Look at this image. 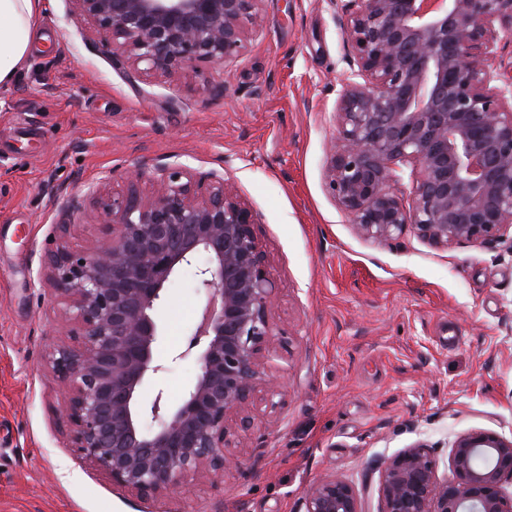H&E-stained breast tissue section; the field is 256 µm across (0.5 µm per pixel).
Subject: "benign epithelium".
Returning <instances> with one entry per match:
<instances>
[{
  "instance_id": "benign-epithelium-1",
  "label": "benign epithelium",
  "mask_w": 512,
  "mask_h": 512,
  "mask_svg": "<svg viewBox=\"0 0 512 512\" xmlns=\"http://www.w3.org/2000/svg\"><path fill=\"white\" fill-rule=\"evenodd\" d=\"M71 12L112 38V64L171 76L200 61L237 58L260 26L264 0H69ZM350 72L338 93L341 141L327 167L337 203L357 235L386 242L412 227L446 250L489 242L512 229V79L497 65L493 29L512 33V0H342ZM419 168L410 200L403 164ZM109 192L112 170L86 186L81 211L112 225L89 251L47 253L46 278L66 304L75 347L50 355L68 387L72 443L118 487L145 498L181 480L232 475L247 449L246 413L259 387L275 390L263 361L279 338L271 323L274 284L252 209L212 173L199 191L193 171L164 162ZM196 266L207 301L202 321L173 360L197 358L181 403L149 377L166 371L155 345L156 309L175 273ZM454 477H437L430 446L415 443L384 461L381 512H512V439L489 431L459 436ZM303 512H360L354 487L320 474L302 493Z\"/></svg>"
}]
</instances>
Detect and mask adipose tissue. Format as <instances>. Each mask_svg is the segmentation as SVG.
<instances>
[{
  "instance_id": "adipose-tissue-1",
  "label": "adipose tissue",
  "mask_w": 512,
  "mask_h": 512,
  "mask_svg": "<svg viewBox=\"0 0 512 512\" xmlns=\"http://www.w3.org/2000/svg\"><path fill=\"white\" fill-rule=\"evenodd\" d=\"M43 0H0V88L13 84L38 36Z\"/></svg>"
}]
</instances>
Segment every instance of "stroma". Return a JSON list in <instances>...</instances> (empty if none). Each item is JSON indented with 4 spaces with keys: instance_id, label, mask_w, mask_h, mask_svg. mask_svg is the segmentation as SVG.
I'll use <instances>...</instances> for the list:
<instances>
[{
    "instance_id": "obj_1",
    "label": "stroma",
    "mask_w": 512,
    "mask_h": 512,
    "mask_svg": "<svg viewBox=\"0 0 512 512\" xmlns=\"http://www.w3.org/2000/svg\"><path fill=\"white\" fill-rule=\"evenodd\" d=\"M67 9L44 0V40L0 89V512H299L325 471L381 512L388 457L425 442L449 480L458 436L512 437V231L445 250L410 229L387 243L356 235L326 179L350 52L327 0H264L237 59L155 78L116 68L109 37ZM164 158L223 175L256 216L280 339L264 370L278 388L248 408L241 472L139 499L72 446L49 353L78 339L42 259L107 240V225L57 223L86 207L101 171L120 190ZM205 301L189 266L158 308L175 404L199 365L170 356Z\"/></svg>"
}]
</instances>
